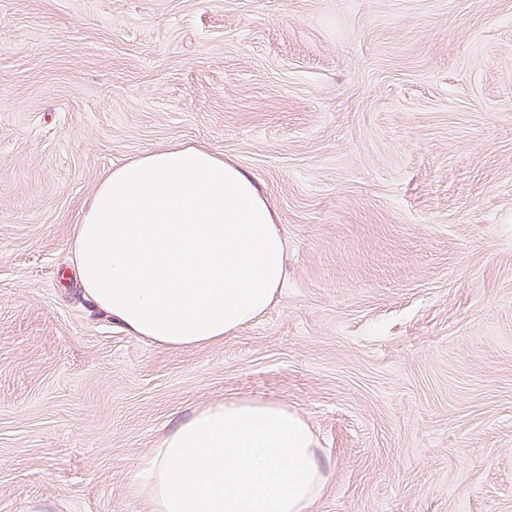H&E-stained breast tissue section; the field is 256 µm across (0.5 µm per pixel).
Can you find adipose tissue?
<instances>
[{
	"instance_id": "adipose-tissue-1",
	"label": "adipose tissue",
	"mask_w": 512,
	"mask_h": 512,
	"mask_svg": "<svg viewBox=\"0 0 512 512\" xmlns=\"http://www.w3.org/2000/svg\"><path fill=\"white\" fill-rule=\"evenodd\" d=\"M73 244L87 297L166 347L234 334L287 278L266 202L236 167L194 145L112 169L83 207ZM135 478L151 512H307L323 484L303 419L251 399L200 408Z\"/></svg>"
}]
</instances>
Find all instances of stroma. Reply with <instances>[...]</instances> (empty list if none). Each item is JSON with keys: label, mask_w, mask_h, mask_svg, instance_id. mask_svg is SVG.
Here are the masks:
<instances>
[{"label": "stroma", "mask_w": 512, "mask_h": 512, "mask_svg": "<svg viewBox=\"0 0 512 512\" xmlns=\"http://www.w3.org/2000/svg\"><path fill=\"white\" fill-rule=\"evenodd\" d=\"M183 144L288 276L165 348L84 297L71 227ZM243 398L310 428V512H512V0H0V512H149L140 458Z\"/></svg>", "instance_id": "stroma-1"}]
</instances>
